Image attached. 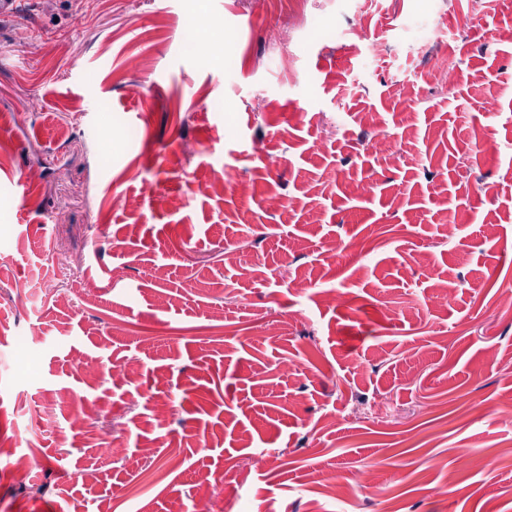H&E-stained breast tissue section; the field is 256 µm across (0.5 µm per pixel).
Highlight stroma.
<instances>
[{"instance_id": "stroma-1", "label": "stroma", "mask_w": 512, "mask_h": 512, "mask_svg": "<svg viewBox=\"0 0 512 512\" xmlns=\"http://www.w3.org/2000/svg\"><path fill=\"white\" fill-rule=\"evenodd\" d=\"M305 3L0 19V429L34 459L17 483L0 457V512H512V458L480 464L512 442V0ZM57 246L83 257L63 303L41 293Z\"/></svg>"}]
</instances>
